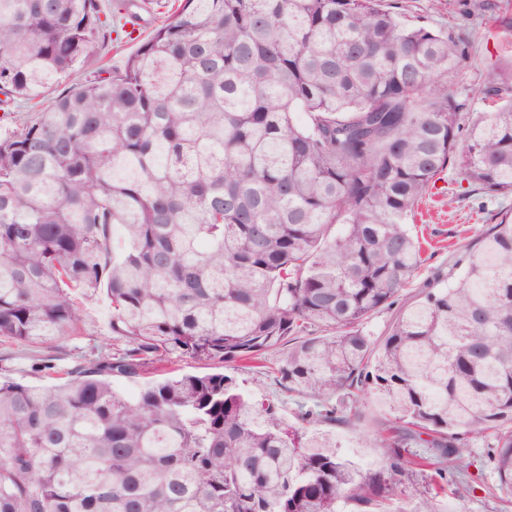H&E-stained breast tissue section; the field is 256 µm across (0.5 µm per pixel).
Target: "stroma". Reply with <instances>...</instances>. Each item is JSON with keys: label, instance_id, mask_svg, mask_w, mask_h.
<instances>
[{"label": "stroma", "instance_id": "obj_1", "mask_svg": "<svg viewBox=\"0 0 512 512\" xmlns=\"http://www.w3.org/2000/svg\"><path fill=\"white\" fill-rule=\"evenodd\" d=\"M474 1L405 0L402 12L405 22L426 24L436 29L454 26L468 35L470 43L466 63L470 77L467 83L453 88L462 116L467 121L483 109L482 101L474 92L475 87L486 83L501 63L512 59V0H482L484 7L480 10L474 8ZM126 2L130 6L127 17L138 29V39L106 42L100 55L91 58L72 74V81L123 65L139 47L141 39L166 23L172 13L168 6L147 10L141 6L142 0ZM505 217L512 219V194L502 196L461 186L454 183L452 172H445L442 179L426 192L408 219L407 228L412 236L427 239L430 246L414 278V286L404 292L405 300L413 301L419 283L437 272L448 271L460 258L463 245L475 241L483 230ZM81 309L78 335L52 339L41 345L38 352L0 342V373L17 381L47 385L51 382L50 377L32 370L36 356L51 355L57 366H70L75 358L91 354L93 348L102 346L111 317L108 301L100 294L89 296L83 298ZM228 370L255 399L280 401L285 423L302 429L303 424L296 419L292 404L283 402L282 393L271 377L244 362L231 363ZM358 407L359 421L351 426H336V443L341 453L352 460L366 465L379 464V450L370 438L386 410L370 395L361 396ZM460 452L468 465V488L436 498L423 477L414 476L406 483L410 512H417L422 501L430 498L436 499L438 506L445 508L446 512H512V495L499 490L488 462L485 441L468 440Z\"/></svg>", "mask_w": 512, "mask_h": 512}]
</instances>
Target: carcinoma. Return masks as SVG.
Returning <instances> with one entry per match:
<instances>
[{"instance_id": "carcinoma-1", "label": "carcinoma", "mask_w": 512, "mask_h": 512, "mask_svg": "<svg viewBox=\"0 0 512 512\" xmlns=\"http://www.w3.org/2000/svg\"><path fill=\"white\" fill-rule=\"evenodd\" d=\"M123 0H0V94H51ZM394 0H182L120 69L0 136V341L77 333L112 308L121 347L39 386L0 378V512H408L402 478L440 490L467 438L512 491V222L421 286L405 220L452 168L512 194V60L462 126L467 40ZM172 355L204 373L149 370ZM307 424L390 416L367 468L284 425L224 365L266 362ZM122 379L134 390L113 385Z\"/></svg>"}]
</instances>
